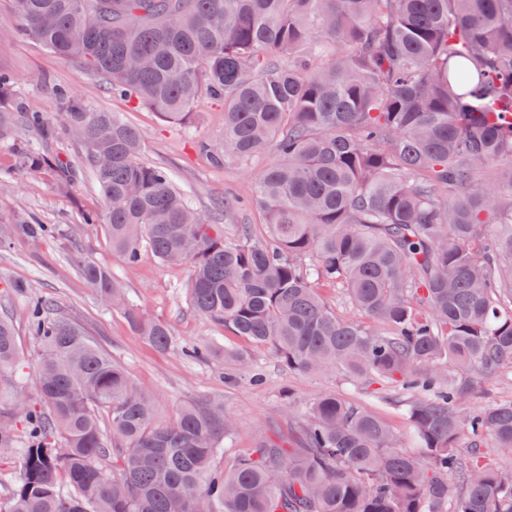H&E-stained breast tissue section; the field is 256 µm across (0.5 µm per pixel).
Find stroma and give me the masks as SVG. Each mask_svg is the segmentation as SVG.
I'll list each match as a JSON object with an SVG mask.
<instances>
[{"instance_id":"35a3bbf8","label":"stroma","mask_w":512,"mask_h":512,"mask_svg":"<svg viewBox=\"0 0 512 512\" xmlns=\"http://www.w3.org/2000/svg\"><path fill=\"white\" fill-rule=\"evenodd\" d=\"M14 24L9 0H0V70L16 76L24 111L55 110L57 92L65 87L89 111L117 113L140 131L143 160L166 166L176 186L199 211L211 214L216 224H248L255 235L264 234L263 217L257 210L224 213L215 208L227 197H251L256 174L272 159L266 151L244 165L229 162L217 168L209 163L200 147L215 142L223 129L221 103L201 100L185 124L166 122L154 112L112 96L102 82L86 74L78 60L61 58L33 40L10 36ZM53 148L75 167L70 192L57 190L53 174L15 173L11 146L0 144V214L23 211L50 227L44 237L18 236L0 245V315L9 317L16 330L24 366L22 390L28 397L36 395L39 357L38 344L29 332L30 301L41 297L56 314L83 325L136 383L159 393L160 419L171 418L187 401H223L225 415L236 424L226 454L252 447L261 434L289 433L293 426L289 406L306 407L325 393L372 409L397 432L404 450L417 451L404 406L391 385L367 386L336 370L319 374L288 370L267 349L225 335L223 326L194 311L188 296V266L160 264L146 248L137 264H127L113 252L104 225L81 220L83 212L101 210L102 202L80 145L62 134ZM83 262L109 267L141 315L169 325L174 345L164 351L155 349L132 332L123 311L102 305L80 274ZM204 343L212 348L208 359L185 355V348ZM228 349L244 352L245 364L225 359Z\"/></svg>"}]
</instances>
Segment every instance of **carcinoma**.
Instances as JSON below:
<instances>
[{
    "instance_id": "1",
    "label": "carcinoma",
    "mask_w": 512,
    "mask_h": 512,
    "mask_svg": "<svg viewBox=\"0 0 512 512\" xmlns=\"http://www.w3.org/2000/svg\"><path fill=\"white\" fill-rule=\"evenodd\" d=\"M28 37L138 106L182 122L224 103L209 162L273 149L256 179L267 220L217 230L141 160L137 128L57 93L81 128L112 251L142 244L190 266V302L290 371L338 369L397 388L421 453L372 410L333 394L294 415L296 435H262L216 465L235 431L223 405L188 402L169 420L155 396L78 322L31 304L37 400L0 411V453L20 476L0 512H512V473L480 453L512 449V400L469 409L486 376L512 366V0H11ZM17 79L0 71V141L15 139ZM56 117V118H58ZM48 112L25 116L41 143L18 171L71 166L47 148ZM47 232L0 214V243ZM83 278L160 350L167 325L142 317L112 272ZM343 290L377 330L327 308ZM22 376L0 317V373ZM467 451H459L461 441Z\"/></svg>"
}]
</instances>
